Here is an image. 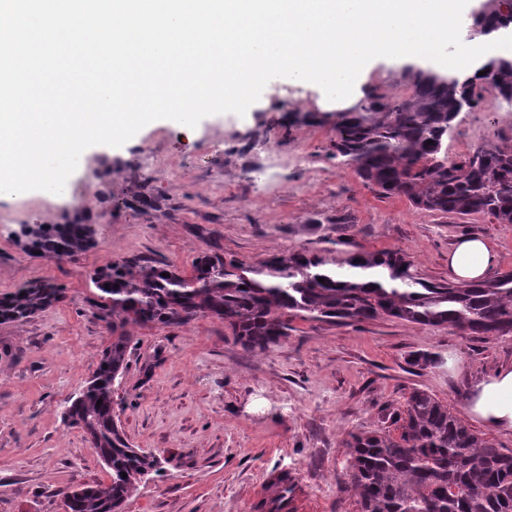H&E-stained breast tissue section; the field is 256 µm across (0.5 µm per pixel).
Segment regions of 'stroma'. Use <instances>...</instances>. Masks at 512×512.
Here are the masks:
<instances>
[{
    "mask_svg": "<svg viewBox=\"0 0 512 512\" xmlns=\"http://www.w3.org/2000/svg\"><path fill=\"white\" fill-rule=\"evenodd\" d=\"M315 84L271 80L245 115H211L188 138L172 121L134 144L86 149L70 178L89 201L36 192L0 199V295L50 280L60 302L0 324V512H65L63 493L109 483L86 434L61 408L96 369L109 335L90 278L108 261L139 256L190 272L203 251L249 263L291 250H402L425 280L450 281L458 237L481 235L512 270V224L464 218L383 196L331 155L335 112ZM481 145L512 146V112L461 113L448 157ZM308 163H297L298 153ZM78 215L95 244L72 259L25 253L26 224ZM279 345L245 351L222 320L136 326L127 370L114 387L115 419L132 447L161 457L123 512H255L273 472L298 475L312 512H358L346 483L351 434L382 426L423 390L464 418L467 389L512 362V334L468 336L389 317L339 324L294 320ZM429 355L431 364L418 363Z\"/></svg>",
    "mask_w": 512,
    "mask_h": 512,
    "instance_id": "stroma-1",
    "label": "stroma"
}]
</instances>
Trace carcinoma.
Returning <instances> with one entry per match:
<instances>
[{"label":"carcinoma","mask_w":512,"mask_h":512,"mask_svg":"<svg viewBox=\"0 0 512 512\" xmlns=\"http://www.w3.org/2000/svg\"><path fill=\"white\" fill-rule=\"evenodd\" d=\"M481 22L494 32L512 27L490 7L473 19ZM479 70L484 75L404 67L408 94L371 89L354 108L336 113L333 156L367 187L421 210L489 215L512 224V147H479L460 161L443 151L460 113L487 100L512 108V52L486 59ZM19 243L44 257L74 258L94 245L93 229L79 221L37 224ZM374 269L376 280L358 275ZM91 283L112 340L64 411L66 423L87 434L111 481L73 490L72 512H121L145 477L159 470V456L130 447L112 416L133 326H183L215 317L249 351L279 344L294 318L348 323L386 316L472 336L512 333V271L483 282L432 283L400 250L348 251L336 259L290 251L256 265L202 252L188 275L134 257L109 262ZM61 298L54 282L23 285L0 296V323L31 318ZM387 420L394 430L355 434L347 443L346 476L358 512H512V453L475 434L448 405L416 390Z\"/></svg>","instance_id":"1"}]
</instances>
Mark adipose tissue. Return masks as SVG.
<instances>
[{"mask_svg": "<svg viewBox=\"0 0 512 512\" xmlns=\"http://www.w3.org/2000/svg\"><path fill=\"white\" fill-rule=\"evenodd\" d=\"M495 266L496 255L490 244L474 235L460 237L448 256V270L458 281L487 279ZM465 408L482 424L512 432V364L476 382Z\"/></svg>", "mask_w": 512, "mask_h": 512, "instance_id": "obj_1", "label": "adipose tissue"}]
</instances>
